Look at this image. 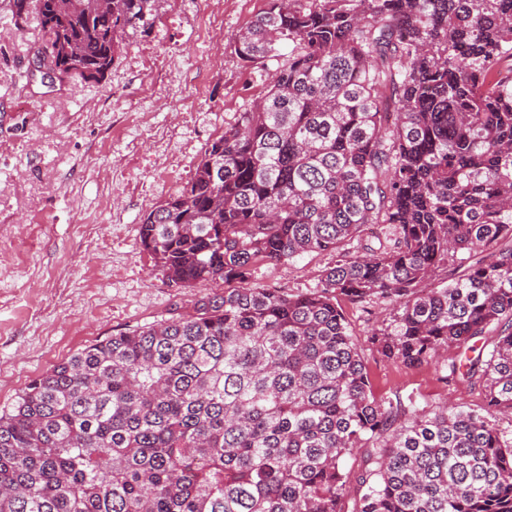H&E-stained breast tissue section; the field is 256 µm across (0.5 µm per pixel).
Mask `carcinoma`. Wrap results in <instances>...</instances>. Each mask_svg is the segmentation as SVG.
<instances>
[{
    "label": "carcinoma",
    "mask_w": 512,
    "mask_h": 512,
    "mask_svg": "<svg viewBox=\"0 0 512 512\" xmlns=\"http://www.w3.org/2000/svg\"><path fill=\"white\" fill-rule=\"evenodd\" d=\"M151 2L35 0L45 61L105 79ZM285 44L139 225L170 284L224 294L33 379L0 415V512H512V0H270L231 47ZM312 252L315 288L252 283ZM345 301L388 303L386 361L464 350L479 408L377 396Z\"/></svg>",
    "instance_id": "1"
}]
</instances>
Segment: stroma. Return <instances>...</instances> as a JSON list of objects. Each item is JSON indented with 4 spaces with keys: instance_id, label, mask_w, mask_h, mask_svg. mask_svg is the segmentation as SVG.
Returning <instances> with one entry per match:
<instances>
[{
    "instance_id": "obj_1",
    "label": "stroma",
    "mask_w": 512,
    "mask_h": 512,
    "mask_svg": "<svg viewBox=\"0 0 512 512\" xmlns=\"http://www.w3.org/2000/svg\"><path fill=\"white\" fill-rule=\"evenodd\" d=\"M0 0V412L27 384L91 343L189 311L223 282L171 287L140 245L143 216L194 176L205 148L235 124L279 60L242 61L234 35L269 0H153L105 80L37 68L36 12ZM331 257L257 265V286L314 288ZM378 396L475 409L482 387L444 364L383 360L372 330L383 303L346 305Z\"/></svg>"
}]
</instances>
